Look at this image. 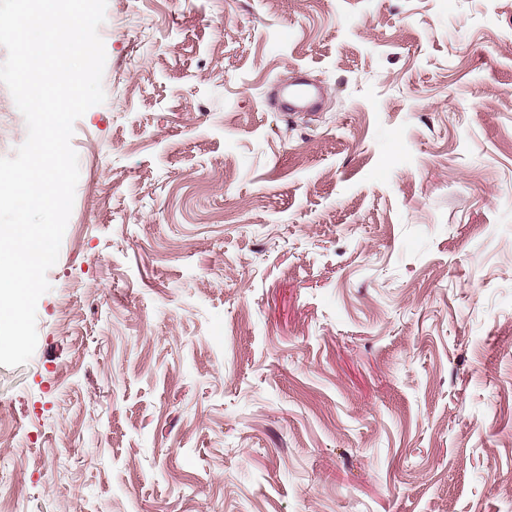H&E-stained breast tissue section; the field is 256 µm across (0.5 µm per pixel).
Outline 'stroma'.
I'll use <instances>...</instances> for the list:
<instances>
[{
    "mask_svg": "<svg viewBox=\"0 0 512 512\" xmlns=\"http://www.w3.org/2000/svg\"><path fill=\"white\" fill-rule=\"evenodd\" d=\"M99 34L0 502L512 512V0H108ZM288 98V112H299L314 107L318 94L315 86L304 82L289 84L285 88Z\"/></svg>",
    "mask_w": 512,
    "mask_h": 512,
    "instance_id": "1",
    "label": "stroma"
}]
</instances>
